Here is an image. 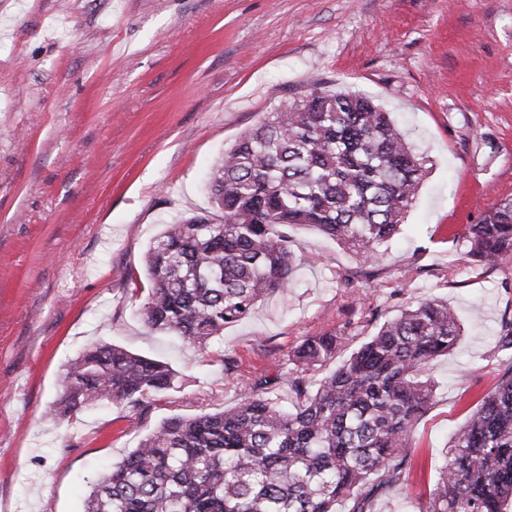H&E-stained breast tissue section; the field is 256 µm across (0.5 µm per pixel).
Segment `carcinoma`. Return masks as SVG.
Segmentation results:
<instances>
[{"instance_id": "1", "label": "carcinoma", "mask_w": 512, "mask_h": 512, "mask_svg": "<svg viewBox=\"0 0 512 512\" xmlns=\"http://www.w3.org/2000/svg\"><path fill=\"white\" fill-rule=\"evenodd\" d=\"M425 176L389 113L370 99L314 88L245 132L213 166L208 189L224 213L164 230L144 256L145 324L205 347L257 303L286 293L296 270L289 230L304 228L382 261ZM473 264L512 260V198L466 227ZM461 327L448 302L407 306L310 391L304 373L336 358L343 337L309 336L280 373L247 383L215 413L172 416L103 473L85 512H372L403 488L413 426L433 398L430 363ZM166 362L100 343L63 372L52 412L112 401L138 414L169 390ZM298 397L288 410L269 394ZM420 512H512V356L451 438Z\"/></svg>"}]
</instances>
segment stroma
Masks as SVG:
<instances>
[{"instance_id": "stroma-1", "label": "stroma", "mask_w": 512, "mask_h": 512, "mask_svg": "<svg viewBox=\"0 0 512 512\" xmlns=\"http://www.w3.org/2000/svg\"><path fill=\"white\" fill-rule=\"evenodd\" d=\"M391 112L428 173L373 278L314 231L298 269L201 351L140 309L144 254L165 225L221 220L214 160L313 87ZM512 197V0H0V512H84L98 474L162 421L234 405L310 336L447 300L461 325L429 376L402 490L419 512L450 438L497 383L512 261L468 262L463 234ZM95 343L170 363L136 420L101 403L48 413Z\"/></svg>"}]
</instances>
